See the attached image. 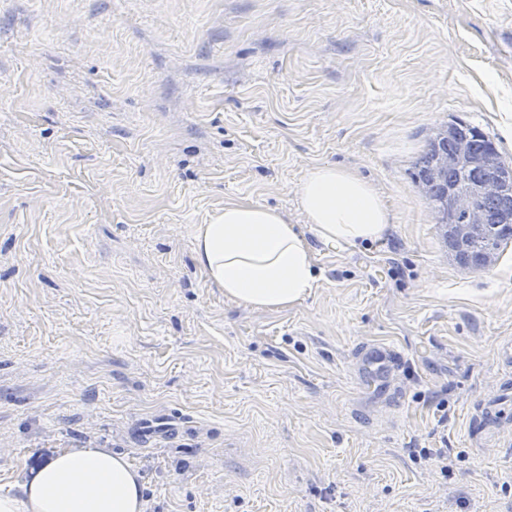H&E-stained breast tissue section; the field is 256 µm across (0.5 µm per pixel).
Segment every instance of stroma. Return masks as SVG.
<instances>
[{"label":"stroma","instance_id":"stroma-1","mask_svg":"<svg viewBox=\"0 0 512 512\" xmlns=\"http://www.w3.org/2000/svg\"><path fill=\"white\" fill-rule=\"evenodd\" d=\"M454 120L512 164V0H0V491L90 447L146 512H512V243L462 265L412 179ZM325 164L380 239L307 224ZM233 200L303 234L309 296L209 284L193 230ZM374 340L400 401L355 383ZM299 199L307 224L327 243L356 246L383 236L392 216L376 188L354 172L319 165L305 174Z\"/></svg>","mask_w":512,"mask_h":512}]
</instances>
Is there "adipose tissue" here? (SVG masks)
I'll return each mask as SVG.
<instances>
[{"mask_svg":"<svg viewBox=\"0 0 512 512\" xmlns=\"http://www.w3.org/2000/svg\"><path fill=\"white\" fill-rule=\"evenodd\" d=\"M299 199L308 224L327 243L355 246L386 232L392 216L376 188L354 172L328 165L305 174ZM193 250L207 281L225 298L285 309L315 285L314 257L285 216L229 201L193 231ZM142 476L126 457L103 448L56 453L17 491L0 493V512H145Z\"/></svg>","mask_w":512,"mask_h":512,"instance_id":"obj_1","label":"adipose tissue"}]
</instances>
